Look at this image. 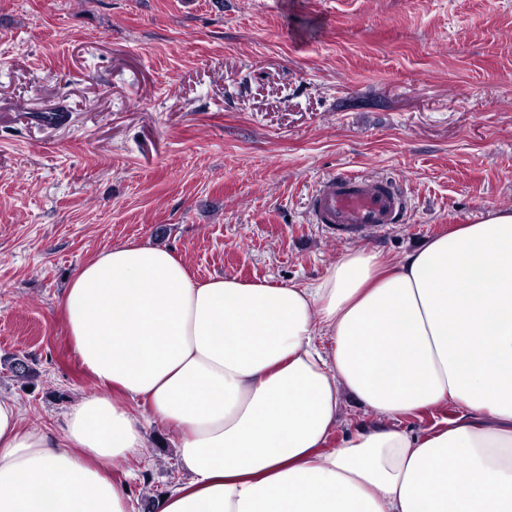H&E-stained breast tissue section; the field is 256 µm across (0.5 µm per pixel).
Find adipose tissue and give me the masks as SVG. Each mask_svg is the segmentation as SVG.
<instances>
[{"label": "adipose tissue", "mask_w": 512, "mask_h": 512, "mask_svg": "<svg viewBox=\"0 0 512 512\" xmlns=\"http://www.w3.org/2000/svg\"><path fill=\"white\" fill-rule=\"evenodd\" d=\"M97 395L64 437L0 398V512H133L112 465L178 435L189 478L156 512H512V210L397 262L352 250L305 286L196 279L168 247L112 245L60 300ZM385 425L325 445L347 399ZM454 404L413 433L402 417Z\"/></svg>", "instance_id": "obj_1"}]
</instances>
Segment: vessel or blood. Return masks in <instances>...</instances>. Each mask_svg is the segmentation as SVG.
<instances>
[{"instance_id": "1", "label": "vessel or blood", "mask_w": 512, "mask_h": 512, "mask_svg": "<svg viewBox=\"0 0 512 512\" xmlns=\"http://www.w3.org/2000/svg\"><path fill=\"white\" fill-rule=\"evenodd\" d=\"M401 212L402 199L393 182L363 175L325 179L310 204L313 223L336 237L353 229L379 231Z\"/></svg>"}]
</instances>
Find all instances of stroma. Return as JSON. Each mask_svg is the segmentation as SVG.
<instances>
[{
  "label": "stroma",
  "mask_w": 512,
  "mask_h": 512,
  "mask_svg": "<svg viewBox=\"0 0 512 512\" xmlns=\"http://www.w3.org/2000/svg\"><path fill=\"white\" fill-rule=\"evenodd\" d=\"M355 173L394 180L403 218L339 242L309 204ZM491 208L512 209V0H0V397L27 426L62 433L99 392L59 303L114 243L201 280L311 283ZM142 423L112 466L140 505L187 477L176 433Z\"/></svg>",
  "instance_id": "obj_1"
}]
</instances>
